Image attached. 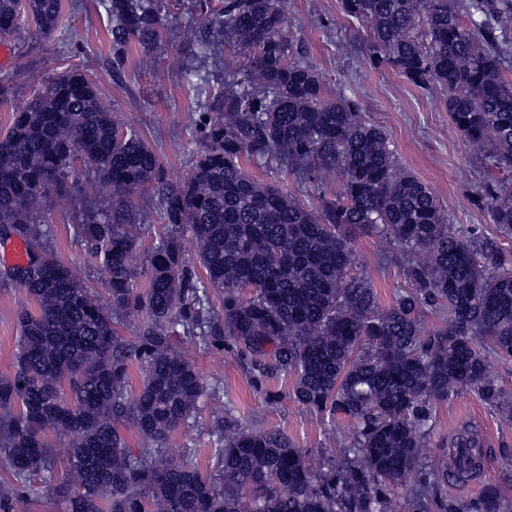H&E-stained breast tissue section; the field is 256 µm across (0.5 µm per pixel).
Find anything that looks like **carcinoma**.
<instances>
[{
    "instance_id": "carcinoma-1",
    "label": "carcinoma",
    "mask_w": 512,
    "mask_h": 512,
    "mask_svg": "<svg viewBox=\"0 0 512 512\" xmlns=\"http://www.w3.org/2000/svg\"><path fill=\"white\" fill-rule=\"evenodd\" d=\"M367 24L368 52L421 89L439 88L451 122L497 170L512 171V0H341ZM210 34L198 57L224 73V90L202 104L205 142L187 180L166 181L157 153L102 102L97 80L79 69L40 84L0 138V237L25 243V258L0 273L36 308L19 314L16 365L0 378V447L12 482L0 505L31 477L52 473L53 434L69 468L51 487L67 512H430L448 463L425 468L430 405L472 391L512 424V394L487 370L493 353L512 360V252L470 229L454 232L432 189L399 165L385 131L358 101L326 99L306 44L288 28L282 0H202ZM62 0H0V35L27 13L45 37ZM113 62L129 47L147 60L162 33L159 0H108ZM241 60H224V46ZM112 188L97 204L70 199L77 233L103 274L101 299L79 273L40 245L47 194H73L75 162ZM286 166L300 181H339L320 212L244 162ZM153 191L163 236L138 267L132 257L146 214L134 202ZM474 202L512 236V190L490 181ZM377 236L403 256L407 287L379 303L353 273L354 240ZM194 254H189V251ZM206 272L195 276L191 256ZM147 286L137 289V279ZM224 297L215 324L210 294ZM448 323L425 333L424 311ZM145 318L134 341L123 318ZM205 347L228 345L253 381L294 376V399L352 424L343 458L313 469L279 432L240 427L225 410L215 473L165 443L189 425L208 388L177 333ZM142 377L128 397L129 362ZM148 446L129 448L119 424ZM468 477L483 442L470 427L448 443ZM258 491L250 504L247 490ZM504 486L444 512H505Z\"/></svg>"
}]
</instances>
